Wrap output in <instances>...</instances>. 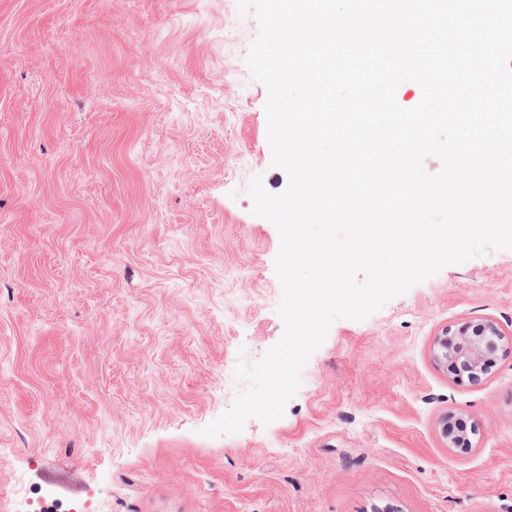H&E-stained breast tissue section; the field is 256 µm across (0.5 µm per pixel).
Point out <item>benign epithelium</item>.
<instances>
[{
  "mask_svg": "<svg viewBox=\"0 0 512 512\" xmlns=\"http://www.w3.org/2000/svg\"><path fill=\"white\" fill-rule=\"evenodd\" d=\"M506 343L508 340L498 325L486 319L445 331L434 343V355L440 362L452 365L455 381L476 382L492 369L498 348ZM452 426L448 420L442 426V432L450 443L456 448L471 447L468 435L455 433Z\"/></svg>",
  "mask_w": 512,
  "mask_h": 512,
  "instance_id": "7a95c632",
  "label": "benign epithelium"
}]
</instances>
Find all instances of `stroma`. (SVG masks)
Instances as JSON below:
<instances>
[{"label":"stroma","mask_w":512,"mask_h":512,"mask_svg":"<svg viewBox=\"0 0 512 512\" xmlns=\"http://www.w3.org/2000/svg\"><path fill=\"white\" fill-rule=\"evenodd\" d=\"M258 30L237 0H0V512H512V352L458 384L432 350L512 336V250L335 321L283 417L203 435L284 332Z\"/></svg>","instance_id":"1"}]
</instances>
